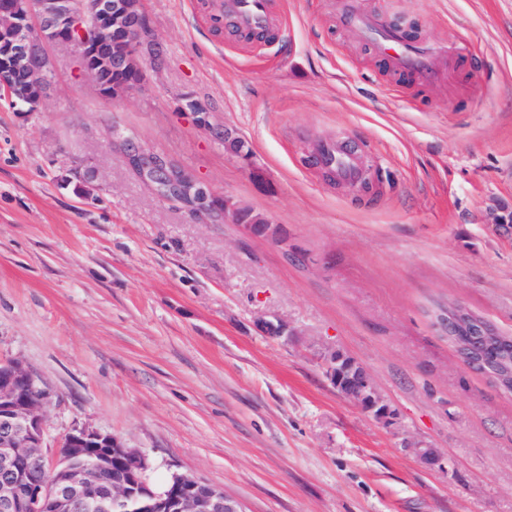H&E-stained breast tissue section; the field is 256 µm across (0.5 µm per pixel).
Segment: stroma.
I'll return each instance as SVG.
<instances>
[{
    "label": "stroma",
    "mask_w": 512,
    "mask_h": 512,
    "mask_svg": "<svg viewBox=\"0 0 512 512\" xmlns=\"http://www.w3.org/2000/svg\"><path fill=\"white\" fill-rule=\"evenodd\" d=\"M344 2L269 0L258 42L215 32L208 0H143L161 56L142 90L100 95L58 47L38 111L0 104V359L44 390L48 447L107 431L152 484L196 476L244 512H512V395L436 324L459 302L512 336V234L493 222L512 214V0H353L439 47L429 83L344 26ZM115 128L284 243L159 198ZM337 139L378 171L374 194L319 170ZM335 349L395 426L332 386L318 359Z\"/></svg>",
    "instance_id": "1"
}]
</instances>
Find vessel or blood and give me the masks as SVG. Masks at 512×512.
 <instances>
[{"label":"vessel or blood","mask_w":512,"mask_h":512,"mask_svg":"<svg viewBox=\"0 0 512 512\" xmlns=\"http://www.w3.org/2000/svg\"><path fill=\"white\" fill-rule=\"evenodd\" d=\"M231 20L243 32H263L271 28L269 0H232ZM340 21L348 27L361 29L373 42L378 53L391 60L397 70L412 73L427 81L434 77L433 47L404 42L401 34L382 27L379 17L343 9ZM319 166L344 182H356L362 165L359 153L346 143L328 141L316 154Z\"/></svg>","instance_id":"obj_1"}]
</instances>
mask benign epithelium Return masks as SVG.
I'll list each match as a JSON object with an SVG mask.
<instances>
[{
  "instance_id": "benign-epithelium-1",
  "label": "benign epithelium",
  "mask_w": 512,
  "mask_h": 512,
  "mask_svg": "<svg viewBox=\"0 0 512 512\" xmlns=\"http://www.w3.org/2000/svg\"><path fill=\"white\" fill-rule=\"evenodd\" d=\"M123 25L126 44L112 51V23ZM72 46L82 74L99 93L108 96L97 80L100 68H140L146 59H158L148 40L140 0H0V97L21 98L22 112H35L47 95L53 72L50 49ZM125 157L137 177L161 196L179 201L191 198L188 209L198 217L234 214L228 199L212 196L204 182L187 171L175 172L163 154L133 137L122 140ZM467 308L452 304L438 318L445 336L457 337L461 364L488 370L493 382L512 391V368L491 367L487 353H507L508 346L487 320L465 323ZM326 378L336 391L378 422L391 426L396 413L380 395L373 377L339 351L320 357ZM36 381L18 359L0 360V512H110L112 503L131 499L133 512H243L238 502L204 480L183 474L172 477L170 488L156 493L147 482L151 463L146 454L127 448L109 432L79 428L68 433L59 447L67 453L47 458L42 403L32 399ZM419 461L440 464L435 449L408 442ZM95 459L89 467L78 459ZM125 470L120 482L110 479L112 464Z\"/></svg>"
}]
</instances>
